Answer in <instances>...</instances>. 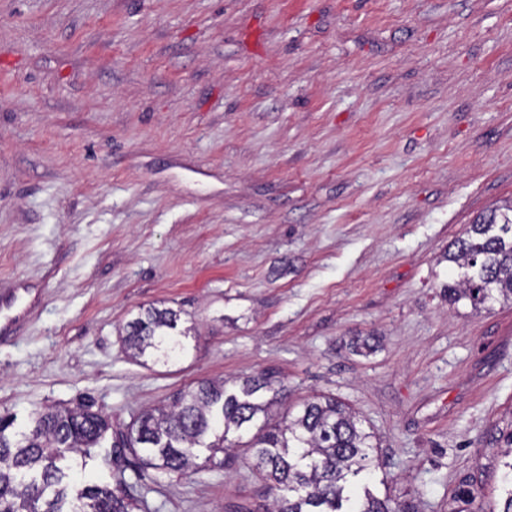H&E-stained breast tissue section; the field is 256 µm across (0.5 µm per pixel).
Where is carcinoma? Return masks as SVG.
Segmentation results:
<instances>
[{
	"mask_svg": "<svg viewBox=\"0 0 512 512\" xmlns=\"http://www.w3.org/2000/svg\"><path fill=\"white\" fill-rule=\"evenodd\" d=\"M460 270L442 285L451 305L466 301L479 312L494 302L512 303V200L479 215L448 250ZM179 320L171 308L149 307L126 325L124 345L133 356L180 347L171 334ZM285 386L264 374L248 377L235 391L204 381L171 402L132 417L120 443L145 466L189 477L198 450L226 449L232 432L256 429L247 442L256 473L273 497V512H408L379 497L368 477L375 435L343 403L329 396L305 401L294 414L274 419L273 405ZM13 420L0 416V512H133L137 499L109 486L75 488L59 466L66 454L92 455L110 429L92 406H49L16 439ZM501 462L506 497L499 512H512V433Z\"/></svg>",
	"mask_w": 512,
	"mask_h": 512,
	"instance_id": "cac0c4a2",
	"label": "carcinoma"
}]
</instances>
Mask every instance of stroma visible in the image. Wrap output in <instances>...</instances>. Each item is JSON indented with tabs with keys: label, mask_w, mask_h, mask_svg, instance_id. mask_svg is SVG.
I'll use <instances>...</instances> for the list:
<instances>
[{
	"label": "stroma",
	"mask_w": 512,
	"mask_h": 512,
	"mask_svg": "<svg viewBox=\"0 0 512 512\" xmlns=\"http://www.w3.org/2000/svg\"><path fill=\"white\" fill-rule=\"evenodd\" d=\"M512 198V0H0V414L111 428L73 485L124 472L148 512H268L231 435L220 466L141 472L133 414L261 372L277 414L326 395L377 436L378 495L468 512L503 494L512 305L441 294L447 250ZM183 351L142 365L140 308ZM369 339L374 349L355 352ZM177 311L171 308L149 307L139 317L126 325L124 345L133 356H144L147 351L161 350L166 345L169 351L180 347L178 336L170 331L175 330L179 320Z\"/></svg>",
	"instance_id": "obj_1"
}]
</instances>
